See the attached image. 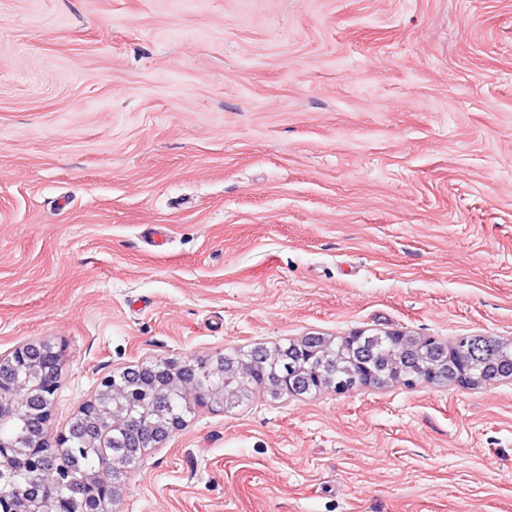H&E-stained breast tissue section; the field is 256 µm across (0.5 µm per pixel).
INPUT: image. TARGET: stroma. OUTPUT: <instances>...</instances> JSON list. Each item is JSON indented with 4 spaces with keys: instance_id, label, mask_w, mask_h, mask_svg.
<instances>
[{
    "instance_id": "35a3bbf8",
    "label": "stroma",
    "mask_w": 512,
    "mask_h": 512,
    "mask_svg": "<svg viewBox=\"0 0 512 512\" xmlns=\"http://www.w3.org/2000/svg\"><path fill=\"white\" fill-rule=\"evenodd\" d=\"M512 342V0H0V354ZM114 512H512V380L197 406Z\"/></svg>"
}]
</instances>
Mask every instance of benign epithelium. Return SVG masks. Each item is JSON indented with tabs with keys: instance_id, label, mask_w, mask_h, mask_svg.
I'll return each instance as SVG.
<instances>
[{
	"instance_id": "1",
	"label": "benign epithelium",
	"mask_w": 512,
	"mask_h": 512,
	"mask_svg": "<svg viewBox=\"0 0 512 512\" xmlns=\"http://www.w3.org/2000/svg\"><path fill=\"white\" fill-rule=\"evenodd\" d=\"M53 358H60L59 352L45 342L22 344L6 355H0V426L16 416L24 418L29 426L28 434L16 441H0V503L11 506L10 512H67V503L32 497L21 484V478L35 476L47 471L48 458L44 448H70L76 437L84 442L95 443L102 450L112 447V430L116 426L117 412L112 410V401L116 400L118 388L117 376H109L100 382L95 396L85 402L68 428L54 430L52 424V402L59 387L60 368L50 365ZM38 366L40 378L25 386L24 397H19L18 374L21 370ZM192 363H179L169 359L128 367L121 375L131 381L149 376L161 386L179 385L187 393L200 399L207 398L224 402V393L210 391L200 393L193 383L185 380ZM184 426V420L172 415L150 422L136 430L126 432V444L129 448H161L171 435ZM59 482L93 489L95 494L87 497L85 512H108L106 506L118 495L115 481L106 479L102 474L81 475L64 474Z\"/></svg>"
}]
</instances>
